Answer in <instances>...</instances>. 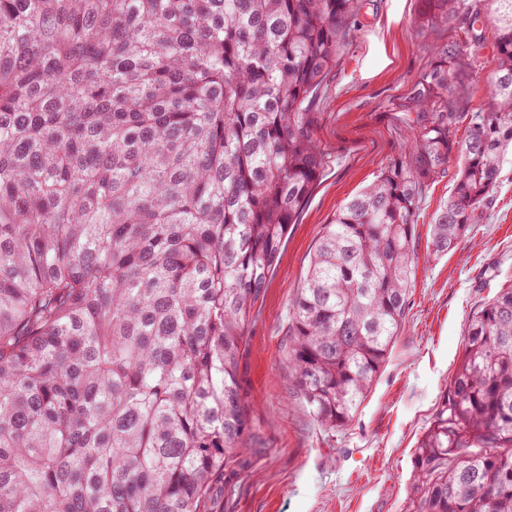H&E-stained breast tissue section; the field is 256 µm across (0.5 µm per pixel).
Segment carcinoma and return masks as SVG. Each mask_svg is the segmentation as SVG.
Returning a JSON list of instances; mask_svg holds the SVG:
<instances>
[{
	"label": "carcinoma",
	"instance_id": "1",
	"mask_svg": "<svg viewBox=\"0 0 512 512\" xmlns=\"http://www.w3.org/2000/svg\"><path fill=\"white\" fill-rule=\"evenodd\" d=\"M359 0H0V512H205L254 433L255 303L325 165L310 107ZM492 17L488 111L411 86L408 154L325 225L290 304L288 395L347 424L386 363L429 183L456 247L512 145V0H423L419 30ZM414 512H512V285L469 319L419 448Z\"/></svg>",
	"mask_w": 512,
	"mask_h": 512
}]
</instances>
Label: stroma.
<instances>
[{
    "label": "stroma",
    "mask_w": 512,
    "mask_h": 512,
    "mask_svg": "<svg viewBox=\"0 0 512 512\" xmlns=\"http://www.w3.org/2000/svg\"><path fill=\"white\" fill-rule=\"evenodd\" d=\"M421 0H363L357 27L312 105L313 133L327 155L316 187L288 232L264 295L256 303L240 366L259 426L253 448L211 488L208 512H413L416 450L431 427L456 368L467 322L501 286L512 284V152L499 181L456 248L430 251L434 217L451 197L458 159L431 182L421 203L419 257L408 305L389 357L352 420L326 430L288 397L281 369L290 303L325 224L409 139L404 99L443 44L466 50L468 18L422 34ZM490 55L470 75L469 122L487 111Z\"/></svg>",
    "instance_id": "obj_1"
}]
</instances>
